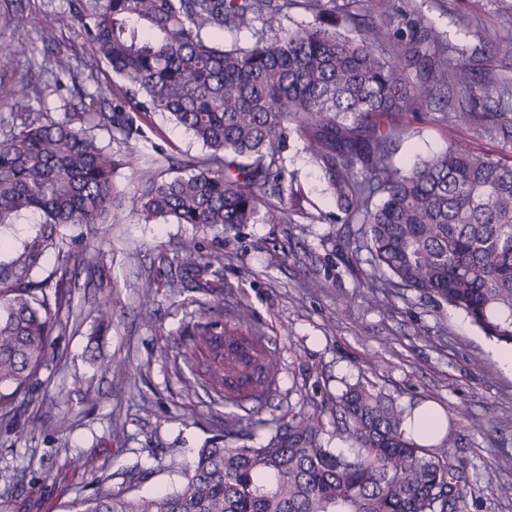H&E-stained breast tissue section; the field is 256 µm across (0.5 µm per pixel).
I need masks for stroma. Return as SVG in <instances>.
<instances>
[{
    "instance_id": "35a3bbf8",
    "label": "stroma",
    "mask_w": 512,
    "mask_h": 512,
    "mask_svg": "<svg viewBox=\"0 0 512 512\" xmlns=\"http://www.w3.org/2000/svg\"><path fill=\"white\" fill-rule=\"evenodd\" d=\"M66 0H0V81L19 80L45 49L39 37L44 12ZM363 25L418 12L440 33L452 61L475 75L512 81V0H350ZM21 10L30 23L16 31L5 13ZM498 29L496 45L484 41ZM404 130L393 157L406 169L442 153L449 141L493 159L512 161V138L479 122L448 130L439 106L395 115ZM138 147L145 159L156 149L177 157L204 158L208 151L183 127L161 115L141 120ZM282 165L304 197V213L287 224H244L218 235L190 224L139 222L124 207L114 224L77 247L84 253L72 306L81 323L56 337L52 360L15 416L0 423V492L13 491L31 512H71L73 503L102 492L135 488L150 494L182 487L198 449L214 431L216 411L205 392L187 394V367L177 355L187 325L203 314L211 297L188 291L170 295L182 244L195 240L224 252V312L249 303L282 363L279 384L295 409L321 410L322 438L336 445V398L356 382L390 395L408 408L430 400L454 418L449 444L473 491L463 512H512V470L499 465L512 455V375L498 366L496 340L459 311L395 290L388 307L371 306L362 282L369 270L346 245L350 227L335 222L337 207L317 165L298 135H290ZM112 284V325L96 330L97 279ZM154 283L156 318L137 312L135 281ZM128 358L126 380L97 371L98 353ZM92 389L94 402L83 399ZM179 467L169 465L170 449ZM93 456L97 469L75 468Z\"/></svg>"
}]
</instances>
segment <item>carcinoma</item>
Returning <instances> with one entry per match:
<instances>
[{"mask_svg": "<svg viewBox=\"0 0 512 512\" xmlns=\"http://www.w3.org/2000/svg\"><path fill=\"white\" fill-rule=\"evenodd\" d=\"M302 8L328 25H288ZM68 14L95 62L118 82L102 85L61 56L40 71L69 76L78 103L63 117L34 111L42 102L32 78L5 85L0 100L13 112L0 119V419L48 367L54 336L73 316L70 288L82 258L64 230L98 238L125 201L117 169L138 171L132 208L139 221L158 219L231 230L242 224H286L303 199L279 164L296 131L326 179L343 224H356L347 246L367 251L371 301L383 306L392 289L460 310L486 336L512 344V163L454 142L404 172L392 161L397 130L384 117L416 112L448 96L443 121H490L512 128V86L477 82L448 60L429 20L415 13L397 28L391 53L378 50L375 26L352 37L334 18L348 17L336 0H69ZM64 15L40 21L44 43L56 40ZM246 32L231 43L212 40ZM159 112L210 150L204 161L167 157L166 178L140 162L141 130L131 113ZM119 144L111 151L99 131ZM380 202H374L376 195ZM276 202H271V199ZM51 271L44 272L49 257ZM184 279L209 277L224 288V252L204 253L194 240L178 256ZM152 291L139 294V314L155 315ZM186 393L202 388L218 433L198 449L186 483L151 497L100 493L73 512H461L471 495L448 438L420 445L406 437V409L358 382L336 400V441L324 445L322 415L278 403L281 363L240 304L207 308L182 353ZM105 374L126 378L128 360L95 357ZM275 424L269 440L234 445L256 427Z\"/></svg>", "mask_w": 512, "mask_h": 512, "instance_id": "carcinoma-1", "label": "carcinoma"}]
</instances>
